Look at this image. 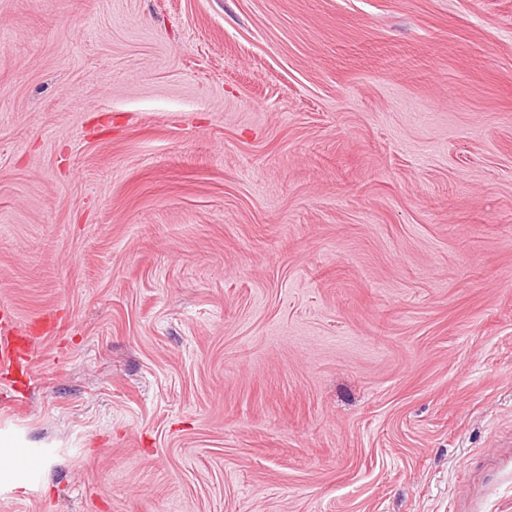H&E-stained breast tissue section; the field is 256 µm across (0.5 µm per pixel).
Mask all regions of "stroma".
<instances>
[{"label":"stroma","mask_w":512,"mask_h":512,"mask_svg":"<svg viewBox=\"0 0 512 512\" xmlns=\"http://www.w3.org/2000/svg\"><path fill=\"white\" fill-rule=\"evenodd\" d=\"M0 512H512V0H0ZM36 322L20 323L12 308L3 302L0 304V364L7 368L8 374L19 368L26 370L23 361L36 340L42 336L28 335Z\"/></svg>","instance_id":"1"}]
</instances>
